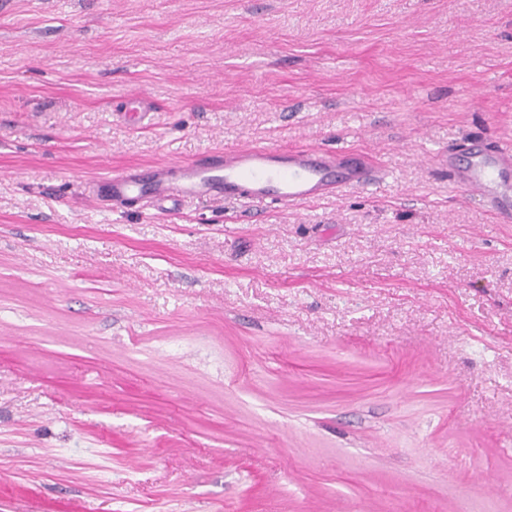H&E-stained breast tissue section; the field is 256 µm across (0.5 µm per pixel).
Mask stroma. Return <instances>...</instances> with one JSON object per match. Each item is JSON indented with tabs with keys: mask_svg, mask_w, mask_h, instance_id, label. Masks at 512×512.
Masks as SVG:
<instances>
[{
	"mask_svg": "<svg viewBox=\"0 0 512 512\" xmlns=\"http://www.w3.org/2000/svg\"><path fill=\"white\" fill-rule=\"evenodd\" d=\"M469 138L512 140V0H5L0 512H512V224L437 163ZM244 144L385 174L86 197ZM380 177L372 159L349 148L243 145L223 156L174 165L126 166L95 180L88 197L113 211L145 201L170 212L195 199L235 202L258 211L317 202L366 188Z\"/></svg>",
	"mask_w": 512,
	"mask_h": 512,
	"instance_id": "35a3bbf8",
	"label": "stroma"
}]
</instances>
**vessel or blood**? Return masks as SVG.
Returning a JSON list of instances; mask_svg holds the SVG:
<instances>
[{"label":"vessel or blood","mask_w":512,"mask_h":512,"mask_svg":"<svg viewBox=\"0 0 512 512\" xmlns=\"http://www.w3.org/2000/svg\"><path fill=\"white\" fill-rule=\"evenodd\" d=\"M438 161L454 186L477 195L498 223L512 224V148L479 141L455 144ZM381 176L373 160L349 149L280 150L244 145L223 155L174 165H132L94 181L89 199L122 210L141 201L170 212L186 200L235 202L256 210L290 208L348 190L363 189Z\"/></svg>","instance_id":"obj_1"}]
</instances>
